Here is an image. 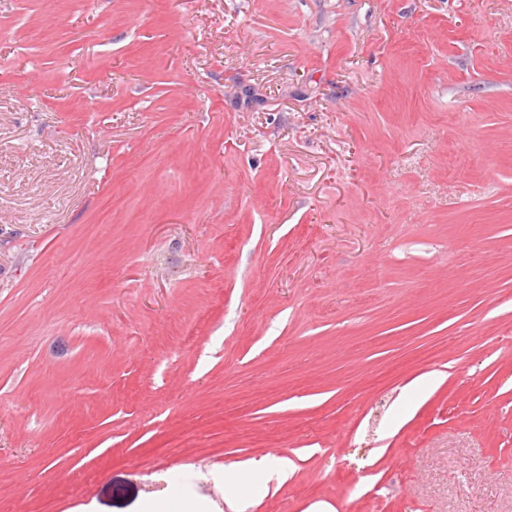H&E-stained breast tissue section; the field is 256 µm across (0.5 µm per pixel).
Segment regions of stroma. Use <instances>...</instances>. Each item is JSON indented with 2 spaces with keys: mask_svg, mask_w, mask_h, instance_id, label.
Segmentation results:
<instances>
[{
  "mask_svg": "<svg viewBox=\"0 0 512 512\" xmlns=\"http://www.w3.org/2000/svg\"><path fill=\"white\" fill-rule=\"evenodd\" d=\"M148 503L512 512V0H0V512Z\"/></svg>",
  "mask_w": 512,
  "mask_h": 512,
  "instance_id": "obj_1",
  "label": "stroma"
}]
</instances>
